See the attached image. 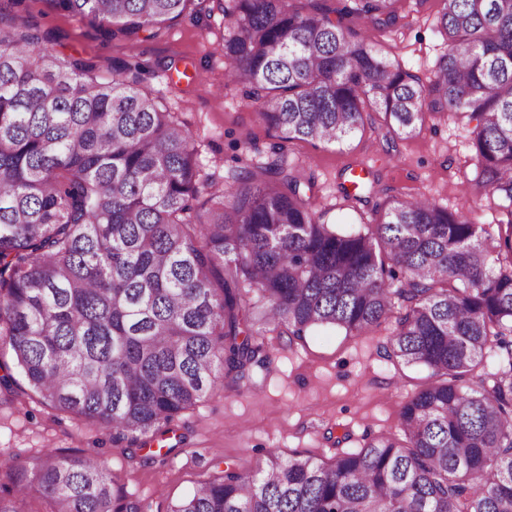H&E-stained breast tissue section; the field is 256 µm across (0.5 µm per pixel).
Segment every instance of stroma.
Instances as JSON below:
<instances>
[{"mask_svg":"<svg viewBox=\"0 0 512 512\" xmlns=\"http://www.w3.org/2000/svg\"><path fill=\"white\" fill-rule=\"evenodd\" d=\"M1 10L49 32L45 46L53 53L91 61L103 71L139 66L143 88L162 96L188 127L203 170L216 183L225 182L239 159L267 152L277 141L275 132L257 124L243 87L224 82V15L216 0H202L155 37L103 33L61 10L55 0L18 5L9 0ZM436 11L437 0H402L392 30L373 29L369 35L428 78L446 50ZM172 61L189 72L175 85L165 71ZM287 154L302 161L304 177L313 182L314 199L327 209L329 222L346 230H364L373 222L370 207L344 203L337 192L359 169L377 180L373 201L405 191L432 197L452 212L474 210L477 223L492 232L507 221L492 196L477 203L461 186L463 174L474 168V149L468 126L448 112L433 116L392 152L380 137L367 134L343 145L294 141ZM384 339L381 333L348 336L322 327L292 343L267 331L264 363L182 412L167 435L174 451L166 457L153 443L127 458L124 441L84 418L22 393L8 402L0 398V464H10L14 453L48 445L94 455L107 463L118 488L139 502L142 512H167L172 501L215 477L221 465L253 471L272 451L284 459L311 453L329 463L337 450L394 433L401 404L430 380L424 367L379 358L376 348ZM346 433L351 436L347 442L342 439Z\"/></svg>","mask_w":512,"mask_h":512,"instance_id":"35a3bbf8","label":"stroma"}]
</instances>
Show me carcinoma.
Segmentation results:
<instances>
[{
	"instance_id": "1",
	"label": "carcinoma",
	"mask_w": 512,
	"mask_h": 512,
	"mask_svg": "<svg viewBox=\"0 0 512 512\" xmlns=\"http://www.w3.org/2000/svg\"><path fill=\"white\" fill-rule=\"evenodd\" d=\"M196 0H57L109 33L155 36ZM227 79L248 87L281 144L224 188L191 133L128 65L42 48L0 7V369L43 405L119 439L161 438L265 342L316 327L372 336L387 361L435 381L409 396L399 435L336 453H269L168 512H512V0H437L448 47L428 82L357 28L401 0H219ZM452 111L471 124L476 200L508 215L498 238L471 212L405 193L368 232L326 221L285 144L387 145ZM341 186L359 196L366 177ZM140 512L105 462L51 448L0 466V512Z\"/></svg>"
}]
</instances>
